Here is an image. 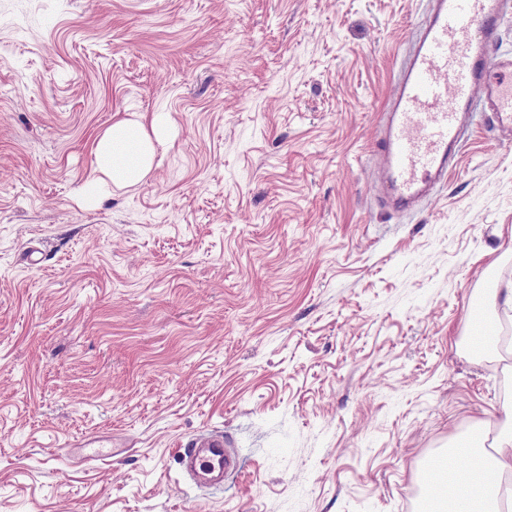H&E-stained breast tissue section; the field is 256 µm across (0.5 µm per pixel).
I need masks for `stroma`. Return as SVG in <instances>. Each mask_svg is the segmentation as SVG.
I'll return each mask as SVG.
<instances>
[{
  "instance_id": "1",
  "label": "stroma",
  "mask_w": 512,
  "mask_h": 512,
  "mask_svg": "<svg viewBox=\"0 0 512 512\" xmlns=\"http://www.w3.org/2000/svg\"><path fill=\"white\" fill-rule=\"evenodd\" d=\"M426 3L0 0V512H421L502 419L512 138L475 123L409 213L373 156ZM157 114L89 199L94 137ZM210 434L220 488L180 466ZM163 135L164 127L157 118L149 128L130 120L112 124L94 143L99 181L116 186L141 183L152 169L156 144L163 143ZM182 468L197 486L219 487L224 478L240 472L237 453L222 435H209L182 454ZM81 448H76L84 458L92 460H108L112 459V448L107 446L106 440L98 437L88 438L79 444Z\"/></svg>"
}]
</instances>
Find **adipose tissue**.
Listing matches in <instances>:
<instances>
[{
	"label": "adipose tissue",
	"instance_id": "adipose-tissue-1",
	"mask_svg": "<svg viewBox=\"0 0 512 512\" xmlns=\"http://www.w3.org/2000/svg\"><path fill=\"white\" fill-rule=\"evenodd\" d=\"M163 141L160 120L148 125L130 120L114 123L94 143L100 182L116 186L141 183L152 169L157 145ZM503 413L504 421L490 446L472 447L459 441L449 448V459H482L491 476L475 496V512H512V406H505Z\"/></svg>",
	"mask_w": 512,
	"mask_h": 512
}]
</instances>
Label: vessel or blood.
<instances>
[{"label": "vessel or blood", "mask_w": 512, "mask_h": 512, "mask_svg": "<svg viewBox=\"0 0 512 512\" xmlns=\"http://www.w3.org/2000/svg\"><path fill=\"white\" fill-rule=\"evenodd\" d=\"M400 63L397 93L375 145L387 193L412 211L444 182L477 116L491 114L512 133V54L496 53L503 0H431ZM182 468L198 486L219 487L239 472L223 436L184 451Z\"/></svg>", "instance_id": "1"}]
</instances>
